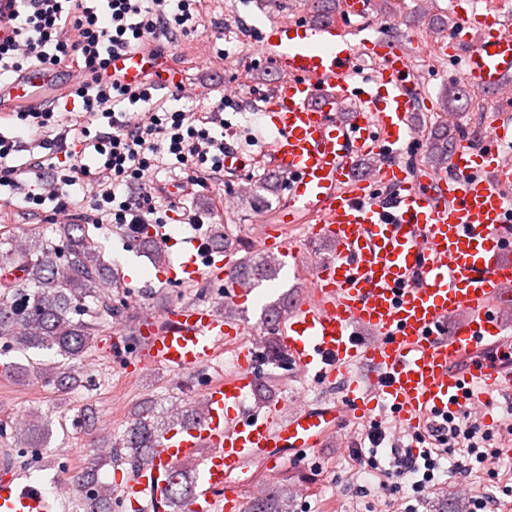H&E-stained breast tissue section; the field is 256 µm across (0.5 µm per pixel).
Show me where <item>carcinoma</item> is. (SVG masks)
Instances as JSON below:
<instances>
[{
    "label": "carcinoma",
    "mask_w": 512,
    "mask_h": 512,
    "mask_svg": "<svg viewBox=\"0 0 512 512\" xmlns=\"http://www.w3.org/2000/svg\"><path fill=\"white\" fill-rule=\"evenodd\" d=\"M455 146L448 129L438 130L431 147L432 162L448 160V152ZM139 246L151 255L155 265L166 264L165 253L149 235L140 237ZM278 266L274 256L246 257L237 265L236 276L249 285L275 276ZM107 278L109 270L84 224H58L53 238L0 232V356L17 352L27 360L25 364L0 363V376L20 384L36 381L61 394L78 387L93 389L96 382L92 378H82L51 360L33 359L29 352L51 351L68 361L83 358L105 320L122 314V309L101 295L100 286ZM204 414L201 402L174 412L152 398L145 399L122 437L111 444L109 455H90L72 476L83 512H115L119 507V500L112 497V486L99 479V470L107 460L123 461L134 472L149 464L156 438L171 423L177 419L196 423ZM10 429L13 444L4 450L3 465L16 471L28 468L33 461L42 462L40 454L52 436L51 421L31 412L12 423ZM194 484V469L177 465L168 477L166 512H181ZM248 512H293L292 501L270 488L251 501Z\"/></svg>",
    "instance_id": "1"
}]
</instances>
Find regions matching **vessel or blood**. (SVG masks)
Returning a JSON list of instances; mask_svg holds the SVG:
<instances>
[{"instance_id":"obj_1","label":"vessel or blood","mask_w":512,"mask_h":512,"mask_svg":"<svg viewBox=\"0 0 512 512\" xmlns=\"http://www.w3.org/2000/svg\"><path fill=\"white\" fill-rule=\"evenodd\" d=\"M366 9L365 0H343L337 18L302 14L260 31L261 56L279 74L261 107L274 128L267 159L288 181L289 206L262 226L259 241L291 255L288 231L298 226L306 238L334 244L333 258L313 268V287L290 311L280 339L292 364L323 383L348 365L370 367L371 390L348 394L342 405L299 406L284 417L273 407L249 409L245 399L258 374L243 327L194 304L171 308L160 323L145 317L138 366L194 370L230 343L237 370L206 382L200 423H178L158 439L151 463L132 475L133 503L160 504L170 468L196 458L201 482L187 512H242L239 478L249 463L321 447L350 418L368 419L378 402L415 429L426 413L486 410L497 394L512 393V336L500 317L512 300V198L505 193L512 163L499 155L500 144L512 143V120L496 117L478 138L461 141L447 165L408 174L398 146L417 109L416 84L399 41L365 34ZM462 25L478 26V42L457 35L437 47L438 57L458 62L471 89L512 99V19L475 11ZM362 57L377 70L357 85ZM109 69L130 86L149 77L169 87L181 81L151 48L113 54ZM60 76L32 67L0 80V100L35 104ZM347 97L355 108L344 117ZM365 157L376 163L360 177L356 167ZM382 187L389 192L383 202L376 198ZM182 253L170 278L220 279L227 298L247 301L250 290L236 284L229 256L201 251L194 238L184 240ZM362 329L368 338L359 337ZM0 512H54V504L6 470Z\"/></svg>"}]
</instances>
